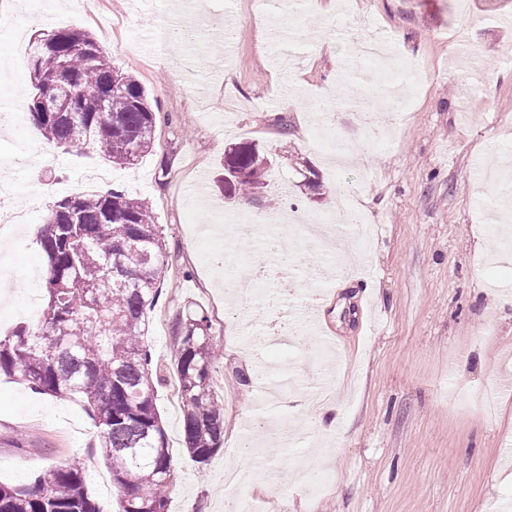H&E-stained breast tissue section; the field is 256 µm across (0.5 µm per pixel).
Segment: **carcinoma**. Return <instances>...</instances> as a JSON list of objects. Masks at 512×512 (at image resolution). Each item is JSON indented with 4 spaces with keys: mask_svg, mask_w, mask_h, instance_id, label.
<instances>
[{
    "mask_svg": "<svg viewBox=\"0 0 512 512\" xmlns=\"http://www.w3.org/2000/svg\"><path fill=\"white\" fill-rule=\"evenodd\" d=\"M33 94L27 112L59 146L90 145L118 165L153 145L158 113L144 86L114 68L88 33L59 27L28 45ZM77 108L37 112L57 84ZM270 161L251 143L225 151L229 194L259 188ZM41 247L47 302L38 327L0 338V376L86 407L120 492L118 512H168L174 467L157 408L161 383L145 332L160 293L163 244L149 204L120 188L64 196L51 210ZM187 454L206 464L224 443V406L213 388L220 354L203 310L170 325ZM0 512H101L79 465L38 471L28 486L0 484Z\"/></svg>",
    "mask_w": 512,
    "mask_h": 512,
    "instance_id": "cac0c4a2",
    "label": "carcinoma"
}]
</instances>
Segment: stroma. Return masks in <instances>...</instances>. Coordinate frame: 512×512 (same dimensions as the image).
<instances>
[{
  "label": "stroma",
  "mask_w": 512,
  "mask_h": 512,
  "mask_svg": "<svg viewBox=\"0 0 512 512\" xmlns=\"http://www.w3.org/2000/svg\"><path fill=\"white\" fill-rule=\"evenodd\" d=\"M181 0H0V102L31 92L27 46L44 10L92 34L113 65L147 89L163 120L152 149L120 166L86 145L59 147L19 115L0 135V211L25 222L0 236V335L24 319L29 283L42 281L44 220L66 195L115 187L144 198L159 226L165 263L147 342L163 380L157 406L175 469L169 512H512V262L479 242L492 236L484 213L500 200L477 167L512 153V0H304L294 13L298 57L282 70L265 45L280 0H193L202 16L237 28L232 57L206 38L159 51L161 31ZM386 38L391 58L431 73L406 109L374 97L354 104L341 83L382 78L360 65L356 43ZM232 82H225V71ZM495 80L493 94L470 93ZM345 143L353 157L333 166L321 142ZM257 144L272 165L242 210L207 185L193 204L200 172L215 175L229 145ZM349 197L377 233L351 266L337 267L321 240L259 254L260 237L239 240L225 218L294 207L329 218ZM292 283V303H314L339 347L329 364L299 358L305 336L263 339L249 348L228 300L234 278L251 276L253 257ZM205 310L224 351L213 377L224 401V444L206 465L183 445L169 320ZM278 365L295 384L276 397L253 384L255 359ZM327 386L335 423L309 411ZM78 464L101 512H116L117 490L96 430L77 401L54 398L0 377V483L29 484L49 465ZM247 474L231 496L218 492L225 469ZM327 488L310 496L294 484L301 469Z\"/></svg>",
  "instance_id": "1"
}]
</instances>
